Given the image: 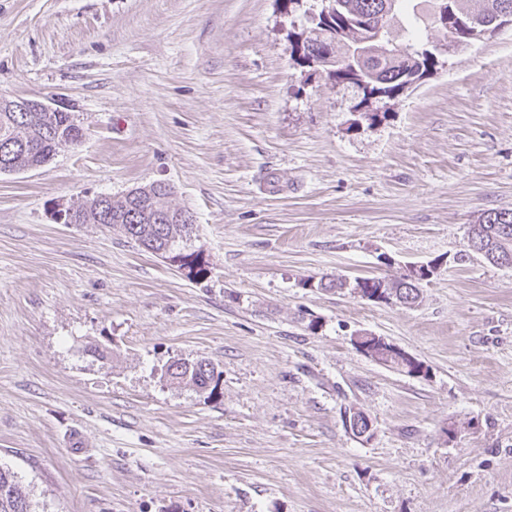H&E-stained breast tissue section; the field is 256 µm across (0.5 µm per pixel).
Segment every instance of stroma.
Segmentation results:
<instances>
[{
	"label": "stroma",
	"instance_id": "obj_1",
	"mask_svg": "<svg viewBox=\"0 0 512 512\" xmlns=\"http://www.w3.org/2000/svg\"><path fill=\"white\" fill-rule=\"evenodd\" d=\"M311 3L0 0V96L82 129L0 174V467L39 512H512V267L467 250L512 208V27L372 123L291 60ZM155 181L207 279L54 219ZM430 261L412 307L306 285ZM174 358L216 364L217 396L167 385ZM354 343L360 351L381 364L407 375H424L426 369L424 365L420 366L416 358L381 336L361 333L355 336ZM419 372L421 374H418Z\"/></svg>",
	"mask_w": 512,
	"mask_h": 512
}]
</instances>
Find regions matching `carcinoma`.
<instances>
[{
	"label": "carcinoma",
	"instance_id": "obj_1",
	"mask_svg": "<svg viewBox=\"0 0 512 512\" xmlns=\"http://www.w3.org/2000/svg\"><path fill=\"white\" fill-rule=\"evenodd\" d=\"M336 5L329 22L295 35L290 43L291 59L305 64L312 59L328 71L327 77L337 85L352 84L359 90L367 85L390 100L397 97L408 76H424L439 65V56L416 42L412 32L403 38L393 21L408 10L413 0H333ZM414 11L416 20L434 25L433 17L446 11L448 21L442 30L448 35V48L455 52L468 47L498 24H512V0H419ZM73 121L69 112H0V147L12 142L26 146L13 155L0 153V164L9 162L17 168L40 166L55 155L61 145L75 140L71 136ZM130 209L120 200L108 207V229H119L126 237L150 253L168 251L180 255V266L194 281L206 278L199 257L187 245L192 224H133ZM468 241L480 244L483 256L498 264L502 255L512 256V209L485 211L478 223L471 225ZM190 372L186 385L212 397L221 376L216 368L200 359L183 367ZM0 512H36L15 473L0 468Z\"/></svg>",
	"mask_w": 512,
	"mask_h": 512
}]
</instances>
